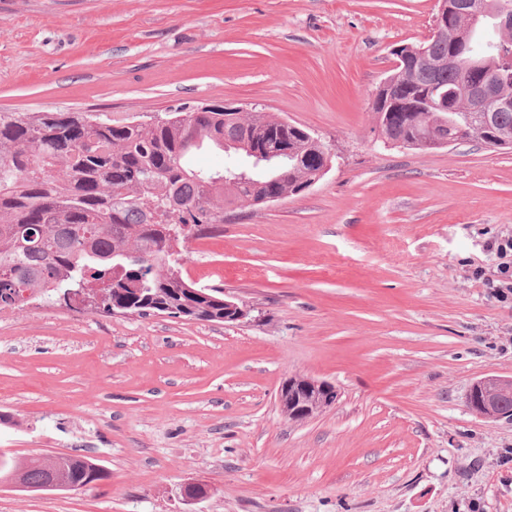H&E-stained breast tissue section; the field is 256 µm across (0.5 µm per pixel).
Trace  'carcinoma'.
<instances>
[{
  "mask_svg": "<svg viewBox=\"0 0 512 512\" xmlns=\"http://www.w3.org/2000/svg\"><path fill=\"white\" fill-rule=\"evenodd\" d=\"M471 0H448L445 32L424 41L426 63L393 68L378 87L375 129L407 149H443L450 137L512 146V107L490 120L467 110L462 89L495 73L496 95L512 102V26L469 21ZM499 31L485 40L486 26ZM456 100L433 102L443 93ZM412 112H401L404 103ZM310 131L267 112H171L155 123L91 112H0V311L23 292L44 297L94 292L106 314H166L224 321L223 290L203 297L181 268L185 244L224 233V210L300 194L323 158ZM288 152L268 156L274 145ZM233 154L224 167L191 163L203 147ZM56 490L109 478L98 460L62 454ZM23 490L46 485L43 458L7 461Z\"/></svg>",
  "mask_w": 512,
  "mask_h": 512,
  "instance_id": "carcinoma-1",
  "label": "carcinoma"
}]
</instances>
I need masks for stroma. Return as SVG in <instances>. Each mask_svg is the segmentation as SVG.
<instances>
[{
	"instance_id": "35a3bbf8",
	"label": "stroma",
	"mask_w": 512,
	"mask_h": 512,
	"mask_svg": "<svg viewBox=\"0 0 512 512\" xmlns=\"http://www.w3.org/2000/svg\"><path fill=\"white\" fill-rule=\"evenodd\" d=\"M435 0H0V112L142 119L257 107L330 144L307 191L226 210L182 268L253 320L109 316L44 300L0 314V455H88L108 480L0 487V512H512V149L384 146L371 97ZM300 374L336 403L280 410ZM201 484L205 498H186ZM309 393L311 397L322 398L320 410L335 404L338 398L336 386L328 381H319L303 376H287L278 391V403L285 416L299 417L297 403L302 394Z\"/></svg>"
}]
</instances>
